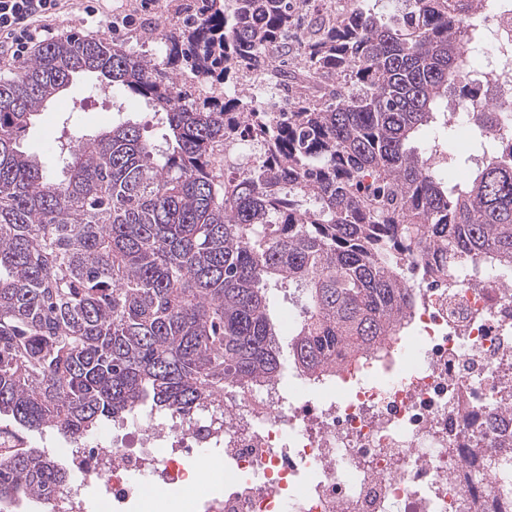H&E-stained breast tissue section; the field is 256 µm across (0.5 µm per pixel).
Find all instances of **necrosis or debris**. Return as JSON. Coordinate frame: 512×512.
<instances>
[{"mask_svg": "<svg viewBox=\"0 0 512 512\" xmlns=\"http://www.w3.org/2000/svg\"><path fill=\"white\" fill-rule=\"evenodd\" d=\"M474 29L489 64L478 95L496 104L455 113L512 147V6ZM413 252L412 344L383 374L337 354L331 381L299 371L269 385L233 384L187 417L140 408L58 454L73 479L53 512H512L487 454L512 460V276L490 254L423 281ZM209 462L210 472L194 467Z\"/></svg>", "mask_w": 512, "mask_h": 512, "instance_id": "obj_1", "label": "necrosis or debris"}]
</instances>
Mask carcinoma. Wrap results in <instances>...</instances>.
I'll use <instances>...</instances> for the list:
<instances>
[{"instance_id": "carcinoma-1", "label": "carcinoma", "mask_w": 512, "mask_h": 512, "mask_svg": "<svg viewBox=\"0 0 512 512\" xmlns=\"http://www.w3.org/2000/svg\"><path fill=\"white\" fill-rule=\"evenodd\" d=\"M158 32V58L75 35L0 77V418L20 435L78 438L149 406L188 416L234 383L330 374L336 349L380 358L406 333L411 249L440 277L480 252L512 269V154L448 156L459 86L487 0L350 2L298 26L299 0H194ZM269 111L228 88L270 79ZM95 73L162 115L164 143L131 118L53 151L21 149L33 116ZM444 135L424 145V128ZM259 164L243 168V145ZM302 316L281 337L275 293ZM512 491V461L489 456ZM41 448L0 447V509L66 484Z\"/></svg>"}]
</instances>
